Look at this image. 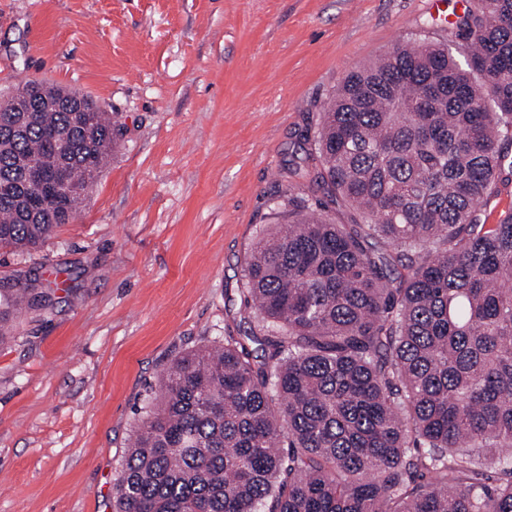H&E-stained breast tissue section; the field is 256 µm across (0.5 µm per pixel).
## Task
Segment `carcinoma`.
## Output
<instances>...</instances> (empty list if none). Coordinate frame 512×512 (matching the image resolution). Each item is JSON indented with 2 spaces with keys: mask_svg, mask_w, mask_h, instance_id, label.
<instances>
[{
  "mask_svg": "<svg viewBox=\"0 0 512 512\" xmlns=\"http://www.w3.org/2000/svg\"><path fill=\"white\" fill-rule=\"evenodd\" d=\"M465 43H403L297 132L288 223L256 243L244 339L175 357L146 399L113 512H512V213L478 205L512 166V0H472ZM122 128L30 81L0 99V247L68 223ZM64 168L67 189L26 182ZM347 202L319 212L307 189ZM31 272L0 307L47 301Z\"/></svg>",
  "mask_w": 512,
  "mask_h": 512,
  "instance_id": "1",
  "label": "carcinoma"
}]
</instances>
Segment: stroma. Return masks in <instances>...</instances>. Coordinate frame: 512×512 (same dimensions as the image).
<instances>
[{
    "label": "stroma",
    "instance_id": "obj_1",
    "mask_svg": "<svg viewBox=\"0 0 512 512\" xmlns=\"http://www.w3.org/2000/svg\"><path fill=\"white\" fill-rule=\"evenodd\" d=\"M443 0H0V95L89 96L123 137L70 223L0 250L54 304L0 324V512H112L171 360L241 338L239 289L282 173L347 75L451 40Z\"/></svg>",
    "mask_w": 512,
    "mask_h": 512
}]
</instances>
